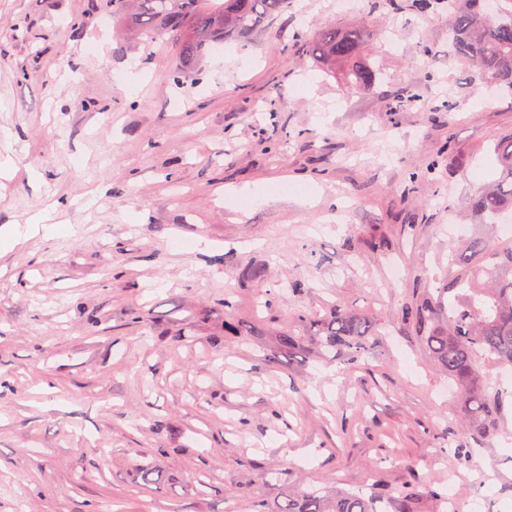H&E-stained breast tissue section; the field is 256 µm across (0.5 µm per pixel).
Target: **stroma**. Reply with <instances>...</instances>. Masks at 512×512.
<instances>
[{"mask_svg":"<svg viewBox=\"0 0 512 512\" xmlns=\"http://www.w3.org/2000/svg\"><path fill=\"white\" fill-rule=\"evenodd\" d=\"M355 25L366 91L303 52ZM177 63L102 0H0V512H252L296 487L512 512V395L469 438L401 318L496 236L467 202L512 134V98L450 59L447 10L290 0L249 45ZM340 303L379 326L356 368L318 339ZM414 469L431 489L406 503Z\"/></svg>","mask_w":512,"mask_h":512,"instance_id":"35a3bbf8","label":"stroma"}]
</instances>
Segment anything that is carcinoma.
Masks as SVG:
<instances>
[{"mask_svg": "<svg viewBox=\"0 0 512 512\" xmlns=\"http://www.w3.org/2000/svg\"><path fill=\"white\" fill-rule=\"evenodd\" d=\"M424 9L448 3V41L455 58L474 69L476 87L490 85L512 95V0H418ZM104 9L129 30L148 39L176 40L181 75L197 65L211 45L250 35L263 18L288 7V0H103ZM311 59L334 73L342 68L348 84L368 90L377 70L358 60L361 34L355 28L325 27L305 39ZM495 179L474 194L469 209L488 224L512 212V136L493 147ZM457 279L413 299L402 310L429 359L448 373L461 391L467 432H489L503 403V392L483 373L485 363L512 366V240L473 241L450 255ZM379 335L370 319L335 305L321 325L325 351L355 364L369 353L368 340ZM380 496L323 494L309 488L288 492L271 511L262 501L253 512H378Z\"/></svg>", "mask_w": 512, "mask_h": 512, "instance_id": "carcinoma-1", "label": "carcinoma"}]
</instances>
